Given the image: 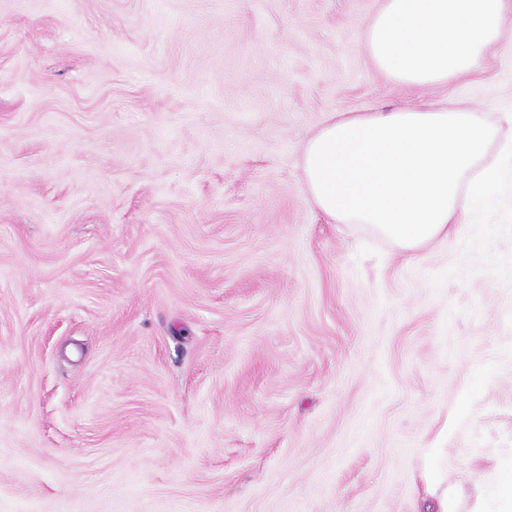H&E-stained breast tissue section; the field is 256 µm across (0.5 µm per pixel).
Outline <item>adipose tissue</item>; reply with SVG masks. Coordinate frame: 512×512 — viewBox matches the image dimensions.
Returning a JSON list of instances; mask_svg holds the SVG:
<instances>
[{"mask_svg": "<svg viewBox=\"0 0 512 512\" xmlns=\"http://www.w3.org/2000/svg\"><path fill=\"white\" fill-rule=\"evenodd\" d=\"M512 0H384L365 27L377 67L420 89L461 78L506 34ZM512 113L489 124L460 104L339 117L304 149L308 192L339 224H367L414 251L484 200L497 173L483 160Z\"/></svg>", "mask_w": 512, "mask_h": 512, "instance_id": "adipose-tissue-1", "label": "adipose tissue"}]
</instances>
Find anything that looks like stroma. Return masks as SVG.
I'll return each instance as SVG.
<instances>
[{"mask_svg":"<svg viewBox=\"0 0 512 512\" xmlns=\"http://www.w3.org/2000/svg\"><path fill=\"white\" fill-rule=\"evenodd\" d=\"M383 0H0V512H504L512 188L407 254L312 203L408 90Z\"/></svg>","mask_w":512,"mask_h":512,"instance_id":"35a3bbf8","label":"stroma"}]
</instances>
